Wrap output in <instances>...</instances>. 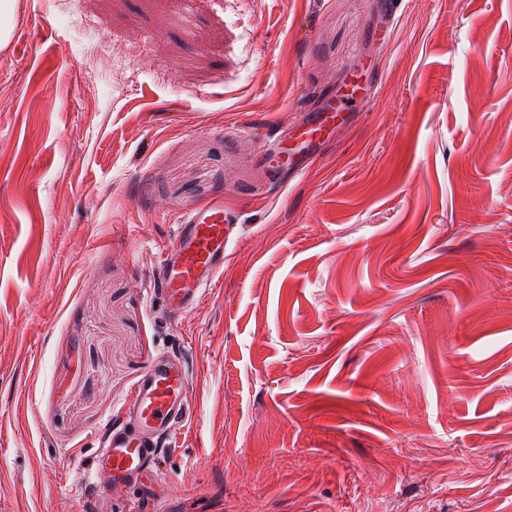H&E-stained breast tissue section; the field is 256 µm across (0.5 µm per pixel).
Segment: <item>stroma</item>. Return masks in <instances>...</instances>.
Masks as SVG:
<instances>
[{
	"label": "stroma",
	"instance_id": "1",
	"mask_svg": "<svg viewBox=\"0 0 512 512\" xmlns=\"http://www.w3.org/2000/svg\"><path fill=\"white\" fill-rule=\"evenodd\" d=\"M17 0L0 51V512L83 494L180 354L175 512H512V0ZM358 80L307 172L289 128ZM199 307L173 220L250 209Z\"/></svg>",
	"mask_w": 512,
	"mask_h": 512
}]
</instances>
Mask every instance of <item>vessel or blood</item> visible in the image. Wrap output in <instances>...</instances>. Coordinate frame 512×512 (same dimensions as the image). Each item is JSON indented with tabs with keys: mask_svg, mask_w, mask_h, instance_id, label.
Instances as JSON below:
<instances>
[{
	"mask_svg": "<svg viewBox=\"0 0 512 512\" xmlns=\"http://www.w3.org/2000/svg\"><path fill=\"white\" fill-rule=\"evenodd\" d=\"M356 94V85H349L337 103L309 115L294 131V148L272 152L271 161L295 173L302 171L314 145L343 121ZM241 221V212L225 208L220 199L178 218L173 236L160 255L162 277L155 290L171 312L201 304L224 270L226 247ZM119 414L121 424H108L100 431L97 461L87 477L89 488H96L102 472L120 486L136 485L146 475L157 474L161 446L173 445L177 429L186 426L195 414L180 359L165 354L153 360L135 382Z\"/></svg>",
	"mask_w": 512,
	"mask_h": 512,
	"instance_id": "vessel-or-blood-1",
	"label": "vessel or blood"
}]
</instances>
